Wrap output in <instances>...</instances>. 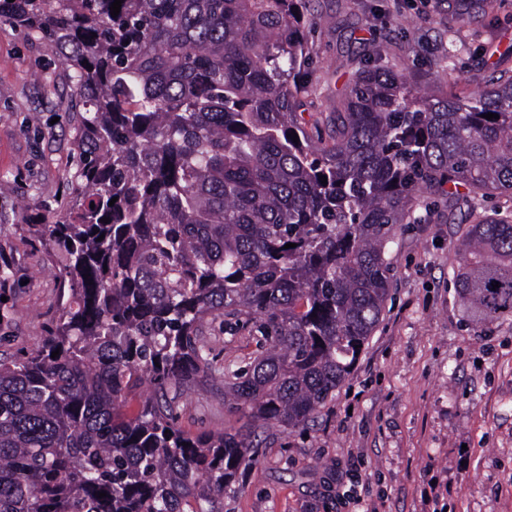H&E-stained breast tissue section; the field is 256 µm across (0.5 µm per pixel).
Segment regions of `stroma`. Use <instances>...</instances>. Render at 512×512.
Instances as JSON below:
<instances>
[{"label": "stroma", "instance_id": "35a3bbf8", "mask_svg": "<svg viewBox=\"0 0 512 512\" xmlns=\"http://www.w3.org/2000/svg\"><path fill=\"white\" fill-rule=\"evenodd\" d=\"M306 107L335 111L376 46L412 84L470 94L512 76V0H487L467 26L456 0H312ZM74 99L49 46L0 21V357L37 348L69 283L35 224L72 192ZM512 214V192L468 191L456 205L418 196L388 246L383 317L350 376L306 431L274 432L224 496V512H346L336 499L349 455L379 512H512V320L477 326L453 286L468 212ZM186 431L237 430L210 386L183 398ZM449 484L433 501L430 482Z\"/></svg>", "mask_w": 512, "mask_h": 512}]
</instances>
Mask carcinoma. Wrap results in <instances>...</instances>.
<instances>
[{"mask_svg":"<svg viewBox=\"0 0 512 512\" xmlns=\"http://www.w3.org/2000/svg\"><path fill=\"white\" fill-rule=\"evenodd\" d=\"M113 2L0 0L79 101L74 196L32 225L69 297L40 346L0 359V512H217L266 432L304 429L350 375L414 195L512 191V77L437 96L383 64L313 137L311 0ZM483 9L466 0L458 22ZM454 286L472 322L512 318L511 218L468 225ZM224 316L258 336L244 366L211 356ZM201 382L249 432L180 427Z\"/></svg>","mask_w":512,"mask_h":512,"instance_id":"cac0c4a2","label":"carcinoma"}]
</instances>
